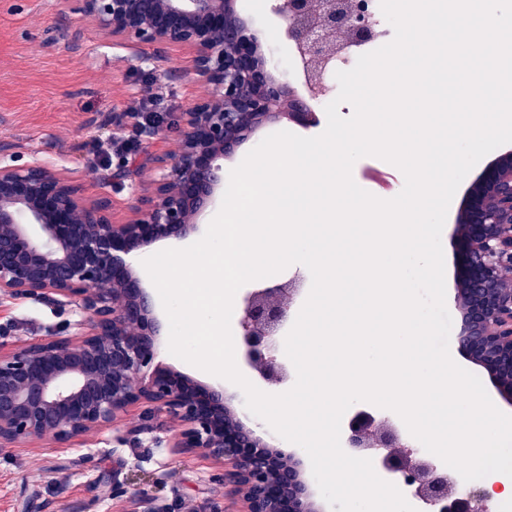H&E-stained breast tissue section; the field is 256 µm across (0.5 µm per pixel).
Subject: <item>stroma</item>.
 <instances>
[{
	"instance_id": "obj_1",
	"label": "stroma",
	"mask_w": 512,
	"mask_h": 512,
	"mask_svg": "<svg viewBox=\"0 0 512 512\" xmlns=\"http://www.w3.org/2000/svg\"><path fill=\"white\" fill-rule=\"evenodd\" d=\"M277 2L243 0V7L288 81L297 72L288 61L290 43L278 35ZM149 89L162 95V109L171 117L211 91L196 78L188 48L120 44L76 16L59 14L47 0H0V148L63 169L86 199L111 194L117 222L129 215L137 194L128 184L104 189L103 153L113 137L132 134L131 113ZM70 317L29 299L0 298V334L12 340L48 335ZM161 359L199 383L224 386L241 418L262 438H272V430L246 409L238 387L169 351ZM140 413V406H132L80 442L0 447V512H129L127 494L138 488L160 504L216 496L223 498L224 512H244L241 497L215 482L218 467L211 459L176 448L172 422L159 425L156 443L129 442L126 432ZM116 481L124 483L126 496L113 497Z\"/></svg>"
}]
</instances>
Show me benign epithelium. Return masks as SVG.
<instances>
[{"mask_svg":"<svg viewBox=\"0 0 512 512\" xmlns=\"http://www.w3.org/2000/svg\"><path fill=\"white\" fill-rule=\"evenodd\" d=\"M109 36L137 45H180L194 52L195 75L212 87L176 119L181 148L155 159L158 178L112 222V200L89 201L59 170L33 158L0 160V295L31 299L56 310L74 307L79 319L64 330L24 342L0 337V445L34 440L67 444L103 429L129 407L146 405L135 436L164 417L178 425L176 446L200 451L223 468V480L243 495L246 512H311L299 464L252 432L224 427V389L191 382L157 365L160 322L152 296L130 272L131 259L160 240L182 239L224 191V152L248 129L241 114L260 121L288 93V83L258 66L250 45L225 28L224 0H55ZM274 11L294 47V64L311 92L325 89L321 62L336 53V35L355 43L373 34L367 0H288ZM490 199L473 222L453 233L459 276L469 283L457 351L488 374L512 404V178L484 172ZM304 280L266 284L240 307L242 363L270 385L282 382L276 335L291 317L287 301ZM399 430L369 416L350 418L343 450L380 460L392 478L416 489L425 512H490L486 490L460 493L456 481L428 458L399 454ZM131 512L158 508L145 489Z\"/></svg>","mask_w":512,"mask_h":512,"instance_id":"obj_1","label":"benign epithelium"}]
</instances>
